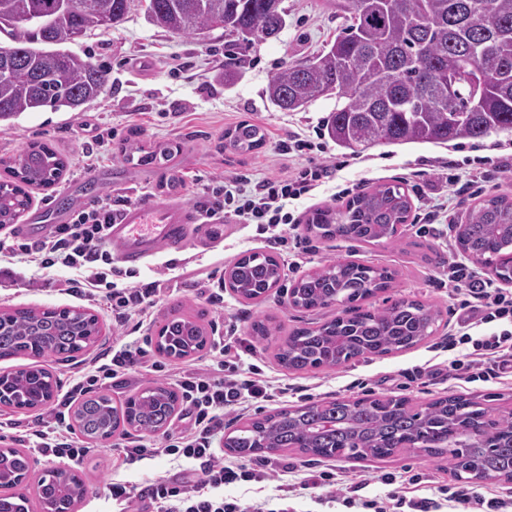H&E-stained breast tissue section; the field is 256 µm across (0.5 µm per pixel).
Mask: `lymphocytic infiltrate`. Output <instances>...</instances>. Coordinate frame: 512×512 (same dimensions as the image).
Wrapping results in <instances>:
<instances>
[{
  "instance_id": "lymphocytic-infiltrate-1",
  "label": "lymphocytic infiltrate",
  "mask_w": 512,
  "mask_h": 512,
  "mask_svg": "<svg viewBox=\"0 0 512 512\" xmlns=\"http://www.w3.org/2000/svg\"><path fill=\"white\" fill-rule=\"evenodd\" d=\"M336 178L330 165H301L285 179L265 178L251 181L234 172L223 179L205 184L195 204L200 223L254 224L260 231L271 232L273 243L287 245L282 226L296 224L293 205L315 196ZM132 197L107 194L74 214L70 223L54 225L41 241H0V257L7 267L0 270V289L15 283L12 267L17 263H35L43 269L64 267L74 270L72 278L61 281L62 292L102 304L116 327H124L135 318L147 315L162 293L159 283L117 287L114 276L121 270L112 264L108 228L121 211L131 205ZM448 279L466 286L464 305L468 310L460 319L455 334L448 338L449 348L471 345L478 378L495 379L512 370V330L487 332L495 321L512 323V291L494 287L492 282L454 262L448 266ZM220 358L209 373L192 369L181 371L175 380L182 394L190 432L167 436L161 449L149 448L143 439H128L117 450L125 464L132 465L155 456L156 452L190 461V469L177 477H161L143 489L125 482L108 481L104 495L116 512H275L270 500L227 499L214 496V489L238 482L259 481L268 476L294 473L292 464L262 459L247 469L225 459L215 442L224 431L225 413L271 400L274 389L256 365H244L242 341L236 337L216 340ZM142 347L124 344L113 352L109 362L94 363L64 399L54 407L50 418L42 420L35 432L37 452L48 459L81 461L94 451L93 445L77 436L70 422V408L80 397L110 385L130 372L151 368L163 371L159 361H147ZM381 483L390 490L384 498L367 499L363 483L351 484L340 498L350 508L361 512H440L448 505L450 512H512V498L486 497L467 486L441 487V499L406 497L393 490L391 476Z\"/></svg>"
}]
</instances>
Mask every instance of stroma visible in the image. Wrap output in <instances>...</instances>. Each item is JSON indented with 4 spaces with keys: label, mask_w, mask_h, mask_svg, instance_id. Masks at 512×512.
Here are the masks:
<instances>
[{
    "label": "stroma",
    "mask_w": 512,
    "mask_h": 512,
    "mask_svg": "<svg viewBox=\"0 0 512 512\" xmlns=\"http://www.w3.org/2000/svg\"><path fill=\"white\" fill-rule=\"evenodd\" d=\"M147 3L148 0H129L122 24L69 43V51L91 56L109 74L106 93L85 111L45 107L0 123V159L16 156L32 141L39 140L51 144L69 160L60 184L30 188V213L61 205L76 211L98 198L100 192L89 188L67 199L61 195L63 188L85 176L82 153L96 135L109 132L114 136L112 150L102 162L103 167L111 169L112 181L103 190L133 198L145 194L153 199L191 204L204 181L224 172L244 173L255 181L287 172L288 159L279 155L277 139L291 130L325 126L329 114L335 110V98L322 97L300 111L282 112L265 96L272 74L287 64L309 59L350 24L349 15L334 13L327 8L325 0H283L287 11L285 28L278 37L238 50L239 78L229 87L224 84V52L229 42L223 29H215L199 39L172 35L149 21ZM242 120L260 125L265 133L264 146L247 156L236 155L224 147L225 130ZM133 131L146 150L177 143L182 151L169 162L127 161L120 147ZM506 140L512 141V132L461 139L454 153L444 144L377 145L362 152L360 164L339 172L337 181L341 184L354 181L368 189L387 180L405 181L407 173L420 171L433 181V195L442 197L447 194L448 186L433 171L436 158L451 156L461 160L475 156L479 147ZM330 203L327 195L320 194L299 208V223L291 232L298 246L293 254L286 248L268 244L252 224L225 225L219 237L213 236L206 225H191L194 247L177 254L163 251L131 267L134 281L162 283L166 292L143 323L130 324L123 337L99 306L44 285L40 270L33 265L16 267L17 285L10 295L0 296V311L71 308L86 309L97 315L102 336L95 346L70 360L52 359L47 363L63 392L72 386L80 370L112 349L117 339L155 347L158 331L171 314H203V325L211 338L236 331L252 346L244 357L245 364L262 368L276 385L308 389L310 396L302 399L293 393L225 415L224 430L228 433L252 419L302 405L306 400L327 402L390 396L405 397L419 405L458 394L479 397L490 394L494 397L495 413L512 412V373L490 383L468 381L462 371L436 375L427 371L429 365L451 359V352L442 351L441 346L465 314L463 291L439 283L449 261L466 260L465 254L455 246V231L434 230L424 234L419 232L417 224L408 223L402 226L398 240L374 244L318 239L307 234L303 219L310 211ZM252 252L273 255L284 266L278 287L267 299L258 302L244 300L224 287L225 270L238 257ZM332 258L388 268L394 274L391 288L366 300V307L380 308L399 298L424 302L441 314L437 332L404 352L352 360L333 369L288 370L278 361L277 354L289 332L296 327L318 326L333 315L329 309L310 312L289 307V291L298 279ZM213 292L223 294V308L208 303L207 298ZM259 316L272 317L276 326L272 335L261 341L250 333L251 323ZM211 357L212 351L207 348L184 359L164 358L167 374H134L107 387L106 393L113 404H121L156 384L173 386L175 374L187 367L207 370ZM275 457L295 464L301 471L328 467L346 480L372 478V485L364 491L368 497H381L388 489L406 487L409 476L417 472L427 477L426 484L416 491L420 497H436L438 486L455 482L447 463L429 461L409 450L383 460L325 459L303 454L295 448L278 451ZM73 470L86 485V496L78 512H111L112 506L103 492L107 479L143 485L176 473L177 466L160 454L139 464L125 465L106 443L98 454L74 465ZM387 473L395 476L394 485L379 483V475Z\"/></svg>",
    "instance_id": "35a3bbf8"
}]
</instances>
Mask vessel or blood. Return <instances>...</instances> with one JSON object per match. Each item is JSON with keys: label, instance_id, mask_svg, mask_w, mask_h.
Wrapping results in <instances>:
<instances>
[{"label": "vessel or blood", "instance_id": "b4317fda", "mask_svg": "<svg viewBox=\"0 0 512 512\" xmlns=\"http://www.w3.org/2000/svg\"><path fill=\"white\" fill-rule=\"evenodd\" d=\"M195 221L194 211L179 202L153 200L129 205L109 229L114 257L121 264L135 265L161 249L185 250L190 245L188 227Z\"/></svg>", "mask_w": 512, "mask_h": 512}]
</instances>
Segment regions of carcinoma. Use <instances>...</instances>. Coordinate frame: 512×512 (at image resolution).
<instances>
[{
    "mask_svg": "<svg viewBox=\"0 0 512 512\" xmlns=\"http://www.w3.org/2000/svg\"><path fill=\"white\" fill-rule=\"evenodd\" d=\"M60 10L59 0H0V122L50 106L81 112L106 90L108 76L91 57L62 45L98 29L121 24L129 0H75ZM282 0H149L150 21L180 37L199 38L217 29L242 40L276 38L285 27ZM51 21L27 25L25 14ZM469 52L484 76L481 103L471 109L473 91L463 86L448 103V76L460 71ZM334 95L338 101L326 125L339 147L358 153L371 145L446 143L512 130V0H367L364 9L336 39L311 60L282 67L269 79L265 95L284 112ZM239 155L259 149L262 129L241 121L224 132ZM13 180L0 182V224H12L30 205L27 188L58 184L68 164L45 142L34 141L18 156L3 160ZM412 203L393 183H382L338 207L310 213L306 229L323 239L356 243L393 240L408 222ZM463 254L493 268L512 282V198L487 195L473 206L457 232ZM240 297L259 301L277 287V259L262 253L237 258L226 272ZM393 273L383 267L339 259L299 279L289 304L305 311L338 308L336 317L313 328L293 329L279 353L294 371L337 368L361 357H382L410 349L434 334L439 313L417 300L398 299L382 308L358 302L391 286ZM201 316L169 318L160 328L163 354L177 359L206 345ZM98 334V318L77 309L0 312V358L34 346L51 359L81 351L83 339ZM53 374L32 363L0 374L19 393L7 406L38 409L46 403L30 397L34 378ZM179 401L177 393L157 384L120 406L107 396H91L75 408L79 432L96 442L118 428L156 434ZM225 447L239 455L297 448L320 458L385 459L412 449L430 460H446L464 482L512 480V413L493 416V408L474 396L453 395L413 406L405 397H363L310 403L280 410L237 430ZM7 467L28 474L33 495L14 493L0 482V512L58 510L64 494L86 491L73 472L35 474L20 448H7Z\"/></svg>",
    "mask_w": 512,
    "mask_h": 512,
    "instance_id": "carcinoma-1",
    "label": "carcinoma"
}]
</instances>
